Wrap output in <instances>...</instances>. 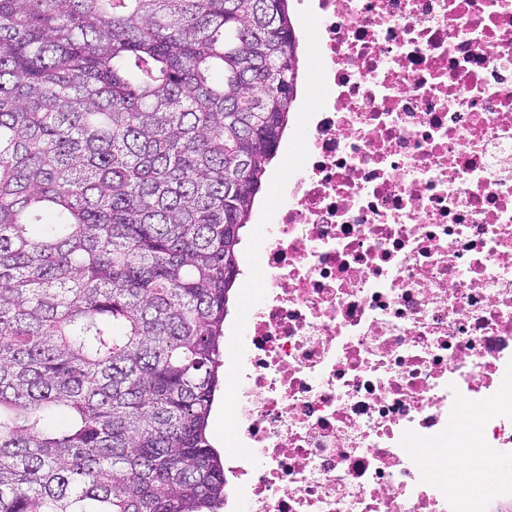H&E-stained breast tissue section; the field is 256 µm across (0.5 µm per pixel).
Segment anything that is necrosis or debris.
<instances>
[{
    "label": "necrosis or debris",
    "instance_id": "obj_1",
    "mask_svg": "<svg viewBox=\"0 0 512 512\" xmlns=\"http://www.w3.org/2000/svg\"><path fill=\"white\" fill-rule=\"evenodd\" d=\"M302 134L254 257L237 512H448L463 413L512 494V0H316Z\"/></svg>",
    "mask_w": 512,
    "mask_h": 512
}]
</instances>
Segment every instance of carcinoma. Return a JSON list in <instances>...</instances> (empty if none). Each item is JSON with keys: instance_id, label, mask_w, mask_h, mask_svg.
<instances>
[{"instance_id": "1", "label": "carcinoma", "mask_w": 512, "mask_h": 512, "mask_svg": "<svg viewBox=\"0 0 512 512\" xmlns=\"http://www.w3.org/2000/svg\"><path fill=\"white\" fill-rule=\"evenodd\" d=\"M299 46L289 0H0V512L224 509V320Z\"/></svg>"}]
</instances>
